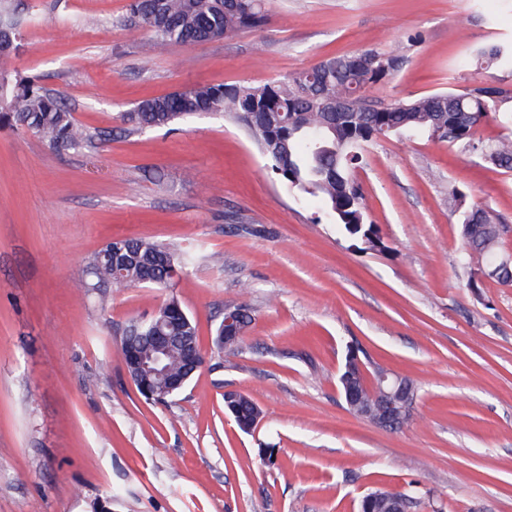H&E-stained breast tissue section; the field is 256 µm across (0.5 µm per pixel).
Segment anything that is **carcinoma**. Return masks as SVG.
<instances>
[{
	"label": "carcinoma",
	"mask_w": 512,
	"mask_h": 512,
	"mask_svg": "<svg viewBox=\"0 0 512 512\" xmlns=\"http://www.w3.org/2000/svg\"><path fill=\"white\" fill-rule=\"evenodd\" d=\"M267 4L268 0H130L129 18L146 27L154 41L191 45L261 27ZM405 62L400 54L374 50L333 56L264 84L195 85L149 97L127 114V120L142 129L168 127L200 112L228 117L249 133L288 190L318 203L340 231L364 240L371 249L374 241L368 236L370 225L353 172L373 139L423 131L441 142L479 150L486 161L512 171L511 140L501 138L486 145L473 139L475 128L490 117L512 121V99L502 98L498 85L483 83L409 100L367 102L369 87L391 81ZM467 64L478 70L512 71V42L479 48ZM1 97L7 103V109L0 108L2 124L32 133L55 148L76 147L90 139L60 99L31 78L12 83L1 77ZM450 199L462 210L467 257L478 253L487 265L498 260L492 213L464 208L465 194L457 189ZM107 250L112 261H93L90 274L117 289L139 284L169 288L191 261L188 255L177 257L159 243L133 237L114 238ZM177 307L176 299H168L155 319L131 324L123 346L132 351L157 330L169 331L170 319L179 322L178 335L198 341L196 324L189 315L177 314ZM224 406L243 431L261 415L242 393Z\"/></svg>",
	"instance_id": "obj_1"
}]
</instances>
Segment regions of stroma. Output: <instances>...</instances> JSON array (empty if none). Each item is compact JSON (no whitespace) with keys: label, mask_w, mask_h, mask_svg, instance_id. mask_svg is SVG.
<instances>
[{"label":"stroma","mask_w":512,"mask_h":512,"mask_svg":"<svg viewBox=\"0 0 512 512\" xmlns=\"http://www.w3.org/2000/svg\"><path fill=\"white\" fill-rule=\"evenodd\" d=\"M129 0H10L21 48L0 73L60 94L90 142L56 149L0 126V512H512V284L469 279L449 193L493 212L512 256V172L459 144L370 142L354 176L386 251L362 249L288 192L222 116L134 130L141 100L261 84L366 49L405 55L371 98L411 99L512 73L465 64L512 41V0H270L265 25L200 45L151 40ZM117 237L189 252L173 286L77 288ZM175 297L203 366L164 404L121 354L128 324ZM254 319L232 348L226 308ZM418 390L414 420L358 418L338 387L348 347ZM262 412L238 428L224 394Z\"/></svg>","instance_id":"1"}]
</instances>
